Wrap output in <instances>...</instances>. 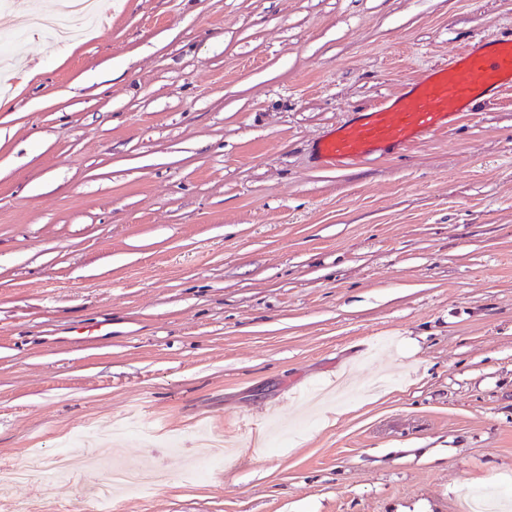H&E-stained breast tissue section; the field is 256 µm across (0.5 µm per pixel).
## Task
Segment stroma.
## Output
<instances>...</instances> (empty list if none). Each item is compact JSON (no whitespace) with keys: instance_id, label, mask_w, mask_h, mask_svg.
Returning <instances> with one entry per match:
<instances>
[{"instance_id":"35a3bbf8","label":"stroma","mask_w":512,"mask_h":512,"mask_svg":"<svg viewBox=\"0 0 512 512\" xmlns=\"http://www.w3.org/2000/svg\"><path fill=\"white\" fill-rule=\"evenodd\" d=\"M0 6V464L82 435L124 512H512V87L350 166L320 140L512 36V0ZM223 464L190 473L202 434ZM166 479V473L157 468L106 472L97 482L108 484L100 489L99 497L96 499L97 506L102 512H109L112 504V483L126 482L147 489L161 485Z\"/></svg>"}]
</instances>
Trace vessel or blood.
Instances as JSON below:
<instances>
[{
    "mask_svg": "<svg viewBox=\"0 0 512 512\" xmlns=\"http://www.w3.org/2000/svg\"><path fill=\"white\" fill-rule=\"evenodd\" d=\"M512 85V40L483 39L453 51L446 67L424 72L407 92L341 128L319 146L329 162L355 161L389 142L405 143L451 126L486 92Z\"/></svg>",
    "mask_w": 512,
    "mask_h": 512,
    "instance_id": "obj_1",
    "label": "vessel or blood"
}]
</instances>
